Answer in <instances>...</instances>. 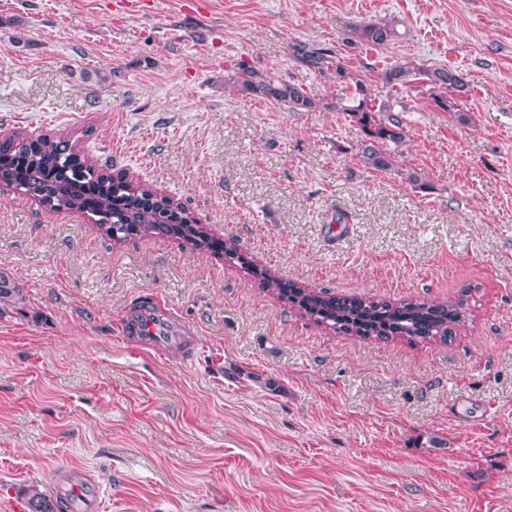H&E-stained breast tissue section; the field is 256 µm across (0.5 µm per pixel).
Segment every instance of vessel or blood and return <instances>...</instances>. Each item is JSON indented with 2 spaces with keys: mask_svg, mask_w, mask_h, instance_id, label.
Here are the masks:
<instances>
[{
  "mask_svg": "<svg viewBox=\"0 0 512 512\" xmlns=\"http://www.w3.org/2000/svg\"><path fill=\"white\" fill-rule=\"evenodd\" d=\"M116 332L132 347L160 356L176 350L186 357L195 346L191 327L151 294L135 298L119 320ZM52 486L55 494L67 503L70 512H95L99 487L89 476L63 481L56 479Z\"/></svg>",
  "mask_w": 512,
  "mask_h": 512,
  "instance_id": "vessel-or-blood-1",
  "label": "vessel or blood"
}]
</instances>
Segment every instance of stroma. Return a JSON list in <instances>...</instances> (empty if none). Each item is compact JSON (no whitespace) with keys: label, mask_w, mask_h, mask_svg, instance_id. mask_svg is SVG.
<instances>
[{"label":"stroma","mask_w":512,"mask_h":512,"mask_svg":"<svg viewBox=\"0 0 512 512\" xmlns=\"http://www.w3.org/2000/svg\"><path fill=\"white\" fill-rule=\"evenodd\" d=\"M391 20L388 47L353 42ZM410 62L463 74L468 122L426 84L383 86ZM242 68L320 109L241 93ZM351 78L404 107L394 169L369 168L327 107ZM16 131L79 137L283 279L389 301L466 289L470 319L446 343L337 333L224 254L117 244L2 188L0 502L86 471L100 512H512V0H0V136ZM147 291L195 330L192 362L115 336ZM292 54L300 59L306 65L323 72L325 68H329L333 64V60L327 49L309 46L304 43H293L291 45Z\"/></svg>","instance_id":"obj_1"}]
</instances>
